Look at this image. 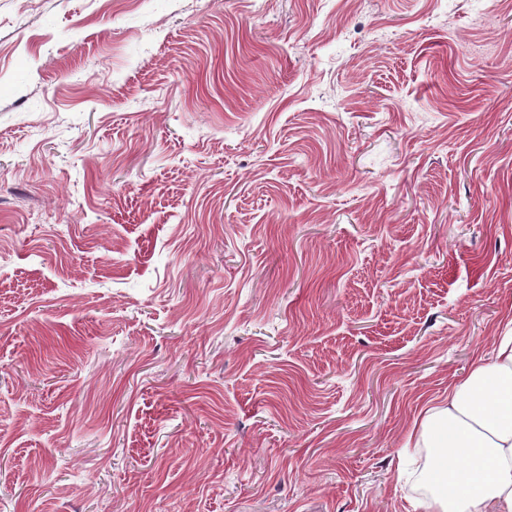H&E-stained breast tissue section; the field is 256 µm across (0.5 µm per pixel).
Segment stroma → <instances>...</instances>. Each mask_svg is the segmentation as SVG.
Here are the masks:
<instances>
[{
    "label": "stroma",
    "mask_w": 512,
    "mask_h": 512,
    "mask_svg": "<svg viewBox=\"0 0 512 512\" xmlns=\"http://www.w3.org/2000/svg\"><path fill=\"white\" fill-rule=\"evenodd\" d=\"M512 322V0H0V512H412Z\"/></svg>",
    "instance_id": "35a3bbf8"
}]
</instances>
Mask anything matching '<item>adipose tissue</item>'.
Instances as JSON below:
<instances>
[{"mask_svg":"<svg viewBox=\"0 0 512 512\" xmlns=\"http://www.w3.org/2000/svg\"><path fill=\"white\" fill-rule=\"evenodd\" d=\"M415 445L428 458L415 512H512V328L427 409Z\"/></svg>","mask_w":512,"mask_h":512,"instance_id":"ef3b65f1","label":"adipose tissue"}]
</instances>
